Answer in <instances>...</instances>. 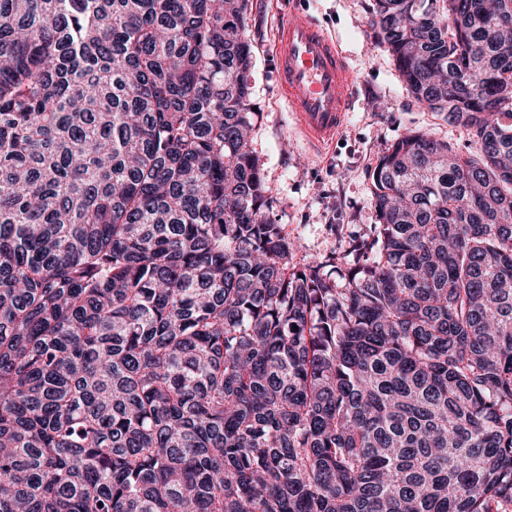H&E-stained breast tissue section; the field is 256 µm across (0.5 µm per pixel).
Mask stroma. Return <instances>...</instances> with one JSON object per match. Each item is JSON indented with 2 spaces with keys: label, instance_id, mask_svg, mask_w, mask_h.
Here are the masks:
<instances>
[{
  "label": "stroma",
  "instance_id": "35a3bbf8",
  "mask_svg": "<svg viewBox=\"0 0 512 512\" xmlns=\"http://www.w3.org/2000/svg\"><path fill=\"white\" fill-rule=\"evenodd\" d=\"M374 0H250L251 102L257 116L249 148L272 200L270 219L303 248L294 263L340 255L376 221L370 173L401 136L423 131L464 152L465 128L421 106L369 25ZM313 17L336 40L355 78L354 99L339 139L309 151L278 90L273 51L277 25L289 13Z\"/></svg>",
  "mask_w": 512,
  "mask_h": 512
}]
</instances>
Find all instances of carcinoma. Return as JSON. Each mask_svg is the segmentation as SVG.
<instances>
[{"mask_svg":"<svg viewBox=\"0 0 512 512\" xmlns=\"http://www.w3.org/2000/svg\"><path fill=\"white\" fill-rule=\"evenodd\" d=\"M249 0H0V512H512V0H375L409 93L328 265L267 211Z\"/></svg>","mask_w":512,"mask_h":512,"instance_id":"carcinoma-1","label":"carcinoma"}]
</instances>
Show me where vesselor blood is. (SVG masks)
<instances>
[{
    "mask_svg": "<svg viewBox=\"0 0 512 512\" xmlns=\"http://www.w3.org/2000/svg\"><path fill=\"white\" fill-rule=\"evenodd\" d=\"M280 93L305 140L332 142L342 128L353 96V73L316 20L303 13L283 16L275 40Z\"/></svg>",
    "mask_w": 512,
    "mask_h": 512,
    "instance_id": "vessel-or-blood-1",
    "label": "vessel or blood"
}]
</instances>
